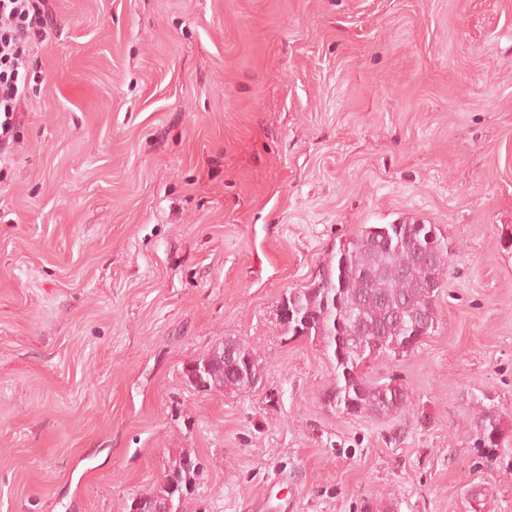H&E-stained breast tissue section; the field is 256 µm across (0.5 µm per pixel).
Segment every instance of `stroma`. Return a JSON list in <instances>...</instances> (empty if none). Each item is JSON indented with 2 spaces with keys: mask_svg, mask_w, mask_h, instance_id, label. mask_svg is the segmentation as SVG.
Segmentation results:
<instances>
[{
  "mask_svg": "<svg viewBox=\"0 0 512 512\" xmlns=\"http://www.w3.org/2000/svg\"><path fill=\"white\" fill-rule=\"evenodd\" d=\"M0 170V512H512V0H47ZM435 225L438 326L348 415L278 324L365 224ZM261 380L184 369L224 337ZM503 440H473L475 400ZM200 462L190 454L182 455L164 475L160 489L152 494L130 499L124 512H158V504L170 499L171 512H182L183 503L195 494L201 473Z\"/></svg>",
  "mask_w": 512,
  "mask_h": 512,
  "instance_id": "obj_1",
  "label": "stroma"
}]
</instances>
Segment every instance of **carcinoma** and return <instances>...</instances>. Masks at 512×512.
Masks as SVG:
<instances>
[{"mask_svg":"<svg viewBox=\"0 0 512 512\" xmlns=\"http://www.w3.org/2000/svg\"><path fill=\"white\" fill-rule=\"evenodd\" d=\"M366 225L339 243L325 259L316 283L295 290L297 301L308 315L307 330L297 332L296 323L282 322L284 334H301L316 339L333 362L335 384L330 391L335 410L346 414L391 415L402 410L408 395L396 380L371 381L361 365L372 357L401 355L413 350L421 338L417 327L424 325L422 268L417 244L404 235L403 226ZM434 278L445 285L450 263L448 251L431 253ZM200 381H223L230 393L252 388L260 364L253 350L238 346L235 360L228 361L219 347L196 360ZM474 443L491 451L498 447L501 418L487 406L480 407L474 427ZM201 473L200 462L182 455L164 475L160 489L130 499L124 512H158L168 499L171 512H182L183 503L195 494Z\"/></svg>","mask_w":512,"mask_h":512,"instance_id":"obj_1","label":"carcinoma"}]
</instances>
